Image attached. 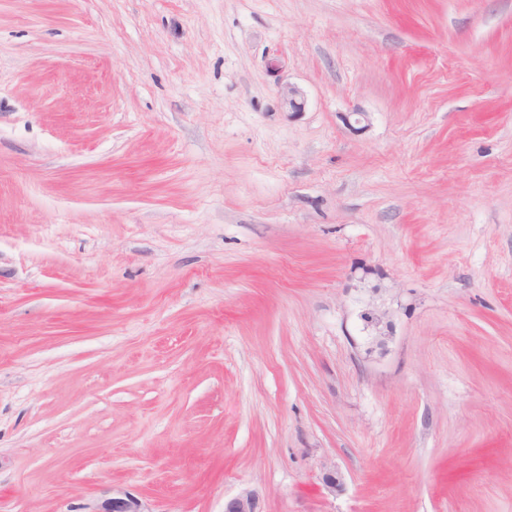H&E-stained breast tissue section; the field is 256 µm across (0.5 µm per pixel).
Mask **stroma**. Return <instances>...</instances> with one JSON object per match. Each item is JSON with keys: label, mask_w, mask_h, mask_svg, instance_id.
I'll use <instances>...</instances> for the list:
<instances>
[{"label": "stroma", "mask_w": 512, "mask_h": 512, "mask_svg": "<svg viewBox=\"0 0 512 512\" xmlns=\"http://www.w3.org/2000/svg\"><path fill=\"white\" fill-rule=\"evenodd\" d=\"M116 490L512 512V0H0V512Z\"/></svg>", "instance_id": "stroma-1"}]
</instances>
